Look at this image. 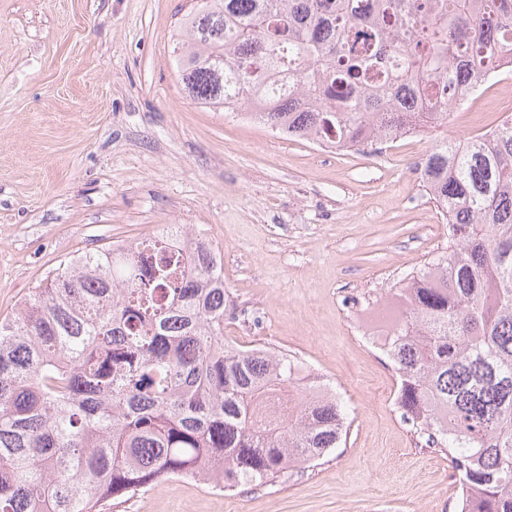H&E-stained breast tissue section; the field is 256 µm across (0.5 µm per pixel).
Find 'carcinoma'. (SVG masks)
<instances>
[{
	"instance_id": "carcinoma-1",
	"label": "carcinoma",
	"mask_w": 512,
	"mask_h": 512,
	"mask_svg": "<svg viewBox=\"0 0 512 512\" xmlns=\"http://www.w3.org/2000/svg\"><path fill=\"white\" fill-rule=\"evenodd\" d=\"M512 0H193L176 40L196 103L264 86L254 121L360 149L439 128L500 65ZM423 187L445 254L396 296V402L448 454L461 512H512V116L437 141ZM224 257L187 224L72 258L0 320V512H105L170 479L232 492L340 444L336 396L292 399V356L224 343Z\"/></svg>"
}]
</instances>
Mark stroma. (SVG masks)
Wrapping results in <instances>:
<instances>
[{
	"label": "stroma",
	"mask_w": 512,
	"mask_h": 512,
	"mask_svg": "<svg viewBox=\"0 0 512 512\" xmlns=\"http://www.w3.org/2000/svg\"><path fill=\"white\" fill-rule=\"evenodd\" d=\"M189 0H0V320L73 255L190 224L224 256V339L288 352L332 384L347 433L317 465L223 492L173 479L112 512H456L460 480L421 447L361 320L448 245L414 165L315 151L194 103L173 33ZM512 92L455 106L444 133L498 124Z\"/></svg>",
	"instance_id": "1"
}]
</instances>
